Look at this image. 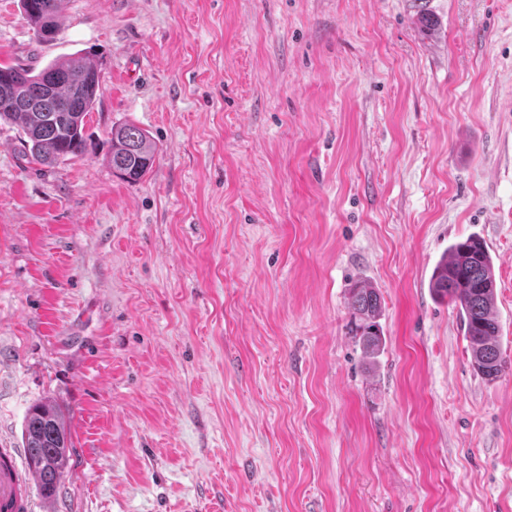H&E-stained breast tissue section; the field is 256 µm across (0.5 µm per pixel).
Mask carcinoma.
<instances>
[{
    "label": "carcinoma",
    "mask_w": 512,
    "mask_h": 512,
    "mask_svg": "<svg viewBox=\"0 0 512 512\" xmlns=\"http://www.w3.org/2000/svg\"><path fill=\"white\" fill-rule=\"evenodd\" d=\"M21 5L36 37L43 42L54 40L66 0H21ZM100 89L99 65L82 52L39 71L0 65V107H8L0 112V120L21 127L30 162L52 167L86 153L85 118L94 109ZM111 142L108 163L121 178L139 181L153 167L155 145L137 126L124 123L112 127ZM429 288L457 308L476 373L488 381L496 380L505 371L506 361L495 313L494 264L484 242L469 236L451 244L435 266ZM346 304L352 317L350 332L373 363L385 348L381 298L370 283L357 281L347 290ZM22 437L28 465L39 478L43 497L49 499L65 473L72 447L66 413L51 402L31 405Z\"/></svg>",
    "instance_id": "1"
}]
</instances>
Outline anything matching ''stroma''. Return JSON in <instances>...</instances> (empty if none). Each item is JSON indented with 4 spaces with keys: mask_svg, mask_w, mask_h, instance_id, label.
Segmentation results:
<instances>
[{
    "mask_svg": "<svg viewBox=\"0 0 512 512\" xmlns=\"http://www.w3.org/2000/svg\"><path fill=\"white\" fill-rule=\"evenodd\" d=\"M82 49L86 157L0 122V448L47 399L73 443L33 512H512V367L428 288L482 238L512 364V0H68L51 42L0 0L1 64ZM108 163L113 173L127 181L141 180L153 167L156 148L150 136L132 124L112 128ZM346 304L352 317L350 332L365 358L374 363L385 348V337L379 322L382 315L381 298L370 283L357 281L347 290Z\"/></svg>",
    "mask_w": 512,
    "mask_h": 512,
    "instance_id": "obj_1",
    "label": "stroma"
}]
</instances>
